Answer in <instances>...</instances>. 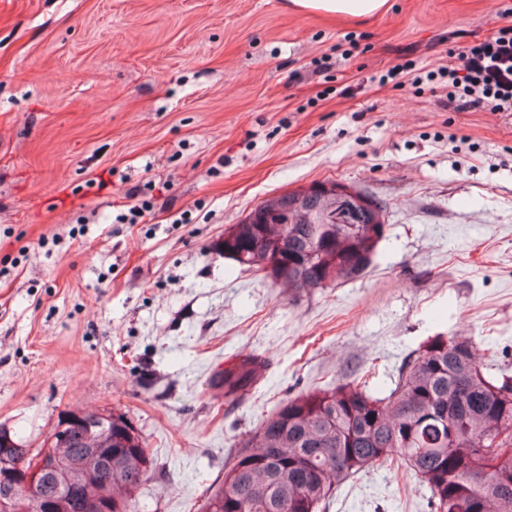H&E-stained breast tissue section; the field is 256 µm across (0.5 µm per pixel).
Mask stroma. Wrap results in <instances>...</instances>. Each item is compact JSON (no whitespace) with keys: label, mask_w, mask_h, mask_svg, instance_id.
<instances>
[{"label":"stroma","mask_w":512,"mask_h":512,"mask_svg":"<svg viewBox=\"0 0 512 512\" xmlns=\"http://www.w3.org/2000/svg\"><path fill=\"white\" fill-rule=\"evenodd\" d=\"M508 8L0 0V425L39 448L64 412H125L155 462L146 512H199L289 397L388 390L435 336L512 368V114L454 109L437 75ZM326 180L385 208L365 274L295 292L225 259L226 227ZM132 187L152 211L123 224ZM239 352L270 367L233 403L212 379ZM321 512L431 507L397 462ZM387 1L388 0H289L287 7L299 13L315 11L333 16L368 17L382 12L386 8Z\"/></svg>","instance_id":"stroma-1"}]
</instances>
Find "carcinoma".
<instances>
[{"mask_svg": "<svg viewBox=\"0 0 512 512\" xmlns=\"http://www.w3.org/2000/svg\"><path fill=\"white\" fill-rule=\"evenodd\" d=\"M320 194L283 196L255 224L224 230V258L270 278L263 263L277 247L288 260L292 290L317 288L319 269L308 251L328 238L320 264L336 281L371 266L386 225L384 207L346 203L343 230L315 223ZM216 376L224 399L241 401L260 385L265 360L254 353L224 360ZM105 482L87 486L85 512H139V491L154 469L141 435L112 438ZM68 461L85 455L80 432L64 448ZM403 462L430 493L432 512H512V372L488 375L467 338L435 336L401 366L394 387L379 394L352 380L290 397L263 419L224 465V479L202 512H318L349 478Z\"/></svg>", "mask_w": 512, "mask_h": 512, "instance_id": "carcinoma-1", "label": "carcinoma"}]
</instances>
